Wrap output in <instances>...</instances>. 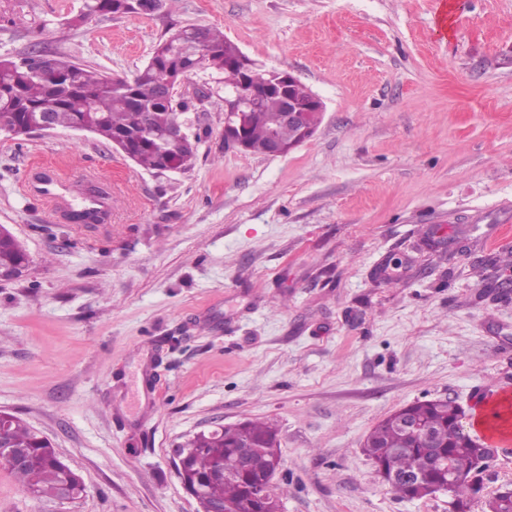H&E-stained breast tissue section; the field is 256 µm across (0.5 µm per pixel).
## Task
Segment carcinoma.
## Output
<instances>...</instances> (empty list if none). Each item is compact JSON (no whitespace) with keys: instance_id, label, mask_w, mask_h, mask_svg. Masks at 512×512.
Instances as JSON below:
<instances>
[{"instance_id":"obj_1","label":"carcinoma","mask_w":512,"mask_h":512,"mask_svg":"<svg viewBox=\"0 0 512 512\" xmlns=\"http://www.w3.org/2000/svg\"><path fill=\"white\" fill-rule=\"evenodd\" d=\"M113 0H84L73 18L83 23L96 16L112 14ZM238 47L221 31L197 27V34L171 33L156 45L149 61L133 77L113 80L97 69L72 60L29 54L19 60H0V116L6 118L14 138L25 137L40 114L49 112L55 125L73 128L89 125L94 134L109 143L123 141L122 148L147 170H156L163 159H178L191 167L195 145L191 139L180 143L164 141L162 131L183 120L190 111L185 99L164 100L160 83L175 80L183 73L209 70L219 76L226 89L246 86L255 94L256 103L246 112L243 133L255 150L265 144L268 132L282 112V99L267 86L266 70L255 67L245 71L238 63ZM152 133L145 136V127ZM28 261L23 246L11 236L0 239V266L8 269ZM411 419L430 427L440 447L426 448L421 441L394 426L395 413L381 420L367 435L364 452L384 481L401 498L420 499L436 494L446 486L456 503L464 508L468 497L477 493L484 469L480 464L491 459L486 442L459 424L460 406L451 400L418 401L407 407ZM11 445L25 448L31 462L14 470L19 484L37 498L59 499L65 487L80 485L79 476L56 455L50 443L12 417L8 424ZM248 433L256 448L250 469L242 472L239 449L242 434ZM194 447L181 449L188 469L200 481L208 501L229 508L244 505L254 483L279 463L278 429L264 421H248L245 426H224L213 434L204 433L193 441ZM224 470L233 479L214 481L213 473ZM256 512H282L280 489L256 503Z\"/></svg>"}]
</instances>
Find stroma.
Segmentation results:
<instances>
[{
  "mask_svg": "<svg viewBox=\"0 0 512 512\" xmlns=\"http://www.w3.org/2000/svg\"><path fill=\"white\" fill-rule=\"evenodd\" d=\"M82 0H0V59L31 52L129 77L160 38L214 26L325 104L278 157L224 148L206 72L182 88L193 167L150 172L59 128L0 140V225L30 257L0 284V411L83 479L39 500L0 465V512H197L178 448L273 420L283 512H450L407 500L363 451L389 414L512 398V0H168L73 27ZM110 191L108 224L26 195L34 164ZM512 489L499 452L467 512Z\"/></svg>",
  "mask_w": 512,
  "mask_h": 512,
  "instance_id": "35a3bbf8",
  "label": "stroma"
}]
</instances>
